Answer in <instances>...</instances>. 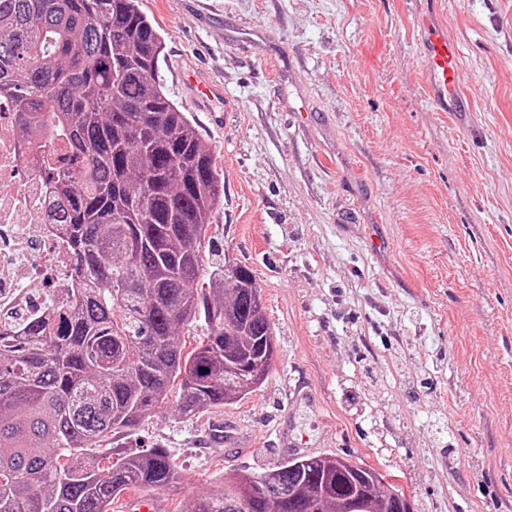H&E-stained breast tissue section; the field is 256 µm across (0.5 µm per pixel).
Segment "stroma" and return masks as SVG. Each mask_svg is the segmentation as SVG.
Masks as SVG:
<instances>
[{
	"instance_id": "1",
	"label": "stroma",
	"mask_w": 512,
	"mask_h": 512,
	"mask_svg": "<svg viewBox=\"0 0 512 512\" xmlns=\"http://www.w3.org/2000/svg\"><path fill=\"white\" fill-rule=\"evenodd\" d=\"M169 97L224 172L207 231L248 266L273 369L233 406L109 436L168 449L154 512L315 454L393 474L414 512H512V0H143ZM461 47L464 114L432 106L419 13ZM224 85L194 107L180 67ZM306 385L311 402H292Z\"/></svg>"
}]
</instances>
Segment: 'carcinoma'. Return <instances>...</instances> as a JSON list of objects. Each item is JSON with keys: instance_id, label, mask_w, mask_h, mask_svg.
<instances>
[{"instance_id": "obj_1", "label": "carcinoma", "mask_w": 512, "mask_h": 512, "mask_svg": "<svg viewBox=\"0 0 512 512\" xmlns=\"http://www.w3.org/2000/svg\"><path fill=\"white\" fill-rule=\"evenodd\" d=\"M162 28L143 0H0V92L23 141L53 130L49 172L76 256L71 305L22 334L0 325V512H112L170 488L163 448L104 466L92 449L172 408L191 419L253 392L273 326L252 270L208 271L224 174L159 78ZM204 322L203 338H182ZM347 458H290L184 501L179 512H399L386 474Z\"/></svg>"}]
</instances>
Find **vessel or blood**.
<instances>
[{
    "label": "vessel or blood",
    "mask_w": 512,
    "mask_h": 512,
    "mask_svg": "<svg viewBox=\"0 0 512 512\" xmlns=\"http://www.w3.org/2000/svg\"><path fill=\"white\" fill-rule=\"evenodd\" d=\"M427 75L437 104L454 108L464 82L460 49L437 23L423 25Z\"/></svg>",
    "instance_id": "b4317fda"
}]
</instances>
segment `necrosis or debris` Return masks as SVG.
I'll list each match as a JSON object with an SVG mask.
<instances>
[{
	"label": "necrosis or debris",
	"mask_w": 512,
	"mask_h": 512,
	"mask_svg": "<svg viewBox=\"0 0 512 512\" xmlns=\"http://www.w3.org/2000/svg\"><path fill=\"white\" fill-rule=\"evenodd\" d=\"M18 114L0 96V316L15 326L50 317L65 301L74 255L67 227L56 223V198L47 172L65 154L63 139L34 150L17 134Z\"/></svg>",
	"instance_id": "4bbe7bcc"
}]
</instances>
